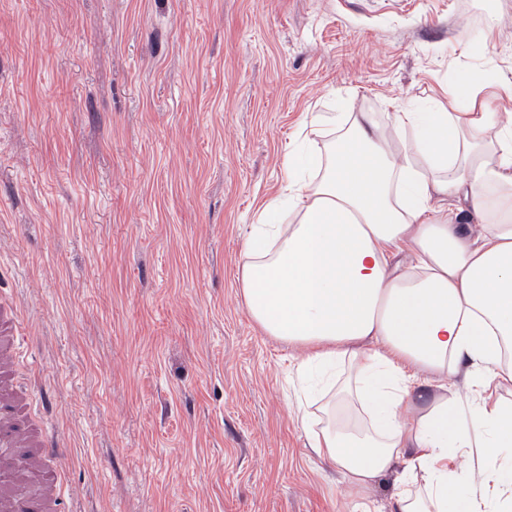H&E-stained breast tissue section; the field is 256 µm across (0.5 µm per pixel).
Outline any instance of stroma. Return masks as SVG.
<instances>
[{"label": "stroma", "mask_w": 512, "mask_h": 512, "mask_svg": "<svg viewBox=\"0 0 512 512\" xmlns=\"http://www.w3.org/2000/svg\"><path fill=\"white\" fill-rule=\"evenodd\" d=\"M462 70L512 77V0H0V302L56 512H395L396 472L312 452L238 273L312 116L388 132ZM9 331L10 336H1V332ZM24 338L22 328L18 326L15 313L10 315L7 311L0 313V374L3 369L13 370L15 359L24 357Z\"/></svg>", "instance_id": "stroma-1"}]
</instances>
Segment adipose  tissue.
<instances>
[{
	"instance_id": "ef3b65f1",
	"label": "adipose tissue",
	"mask_w": 512,
	"mask_h": 512,
	"mask_svg": "<svg viewBox=\"0 0 512 512\" xmlns=\"http://www.w3.org/2000/svg\"><path fill=\"white\" fill-rule=\"evenodd\" d=\"M479 81L459 74L448 104L396 113V131L415 132L413 156L366 112L348 113L326 164L312 149L289 153L238 276L253 320L303 348V374L331 379L349 364L347 393L369 423H326L310 448L351 484L399 467L398 512H505L512 486V406L498 395L512 386L501 365L512 343V113L471 106ZM284 211L295 223L276 222ZM466 214L478 235L463 230ZM460 373L479 387L465 407L448 388ZM452 448L485 451L468 483L448 468Z\"/></svg>"
}]
</instances>
